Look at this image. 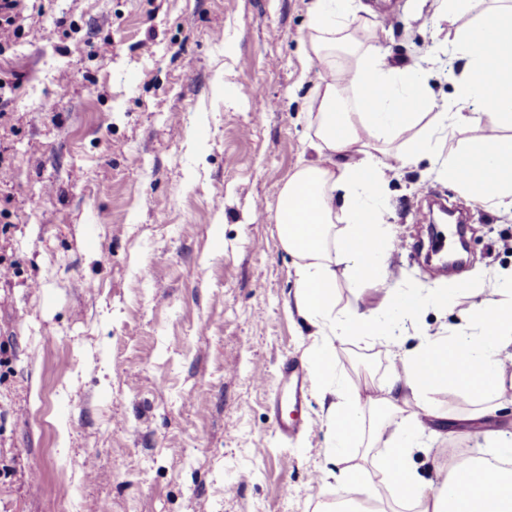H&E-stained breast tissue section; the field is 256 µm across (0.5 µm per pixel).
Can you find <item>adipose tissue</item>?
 <instances>
[{"label": "adipose tissue", "instance_id": "1", "mask_svg": "<svg viewBox=\"0 0 512 512\" xmlns=\"http://www.w3.org/2000/svg\"><path fill=\"white\" fill-rule=\"evenodd\" d=\"M442 18L464 76L448 111L434 112L431 93L408 65H387L376 47L352 44L351 0H316L311 19V50L323 63L312 145L320 158L297 169L278 197L275 220L283 247L297 257L300 315L317 327L325 341L315 359V378L328 397L326 418L334 435V454H344L361 437L384 441L395 467L377 466L379 482L389 486L403 512H512V469L488 474V458L477 456L450 469L438 486L424 483L409 464V435L425 430L432 417L429 394L448 387L477 402L474 417L492 408L512 374V282L500 300L474 313L478 332L468 336H426L416 352L401 361L390 384L374 394H340L333 380V340L339 336H383L388 329L375 315L336 318L333 299L336 268L347 263L354 279L378 282L389 255L388 224L382 182L389 158L411 164L432 153L448 138L449 126L468 123L469 104L477 102L496 117L495 131L465 150L449 149L443 174L479 202L512 211V7L483 14L467 26L458 18L472 0H442ZM348 48L353 63H338V48ZM414 137L389 153L401 132ZM349 161H340V154ZM344 227H336V220ZM431 364L424 374L423 364ZM400 417L391 434L366 431L365 417L375 410Z\"/></svg>", "mask_w": 512, "mask_h": 512}]
</instances>
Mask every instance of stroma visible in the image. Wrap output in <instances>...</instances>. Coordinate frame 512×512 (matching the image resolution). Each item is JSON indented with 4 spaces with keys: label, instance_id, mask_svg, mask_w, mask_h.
I'll list each match as a JSON object with an SVG mask.
<instances>
[{
    "label": "stroma",
    "instance_id": "1",
    "mask_svg": "<svg viewBox=\"0 0 512 512\" xmlns=\"http://www.w3.org/2000/svg\"><path fill=\"white\" fill-rule=\"evenodd\" d=\"M314 2L21 0L0 46V512H319L339 496L395 512L375 482L323 478L382 449L328 455L311 365L323 338L295 308L275 222L283 184L314 157ZM440 4L354 0L353 29L415 68L443 112L463 62ZM258 87L273 103L261 114ZM443 158L386 172L382 283L336 268V315L377 310L393 329L335 339L343 391L389 383L425 336L470 333L469 312L512 274V215L464 199ZM427 190L470 212L453 281L416 258ZM407 292L427 297L411 319L395 302ZM287 363L308 382L298 415ZM430 401L439 417L410 457L426 482L512 432L510 386L470 427L447 423L470 398Z\"/></svg>",
    "mask_w": 512,
    "mask_h": 512
}]
</instances>
